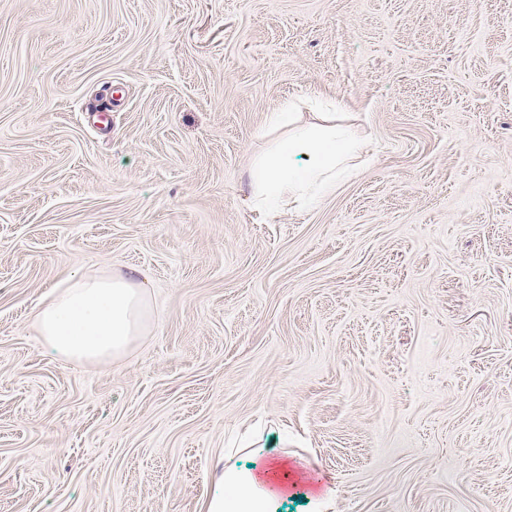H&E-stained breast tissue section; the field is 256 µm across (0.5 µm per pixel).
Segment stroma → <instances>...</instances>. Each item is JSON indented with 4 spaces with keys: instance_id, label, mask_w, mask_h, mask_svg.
Instances as JSON below:
<instances>
[{
    "instance_id": "stroma-1",
    "label": "stroma",
    "mask_w": 512,
    "mask_h": 512,
    "mask_svg": "<svg viewBox=\"0 0 512 512\" xmlns=\"http://www.w3.org/2000/svg\"><path fill=\"white\" fill-rule=\"evenodd\" d=\"M373 153L274 215L281 102ZM141 284L107 364L39 309ZM512 512V0H0V512ZM37 315L39 334L67 359L108 363L144 327L146 302L134 278L72 274ZM218 483L222 491L205 502L203 512H268V502L278 492L253 473L234 470H223Z\"/></svg>"
}]
</instances>
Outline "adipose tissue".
Instances as JSON below:
<instances>
[{
	"instance_id": "ef3b65f1",
	"label": "adipose tissue",
	"mask_w": 512,
	"mask_h": 512,
	"mask_svg": "<svg viewBox=\"0 0 512 512\" xmlns=\"http://www.w3.org/2000/svg\"><path fill=\"white\" fill-rule=\"evenodd\" d=\"M268 130L278 132L270 150L251 166L250 204L275 211L331 194L341 177L370 155L368 139L358 136L335 113L296 112L288 101L269 112ZM146 302L133 277L122 274H74L37 315L39 334L67 359L108 363L119 356L144 327ZM220 493L204 512H268L275 488L251 473L223 471Z\"/></svg>"
}]
</instances>
